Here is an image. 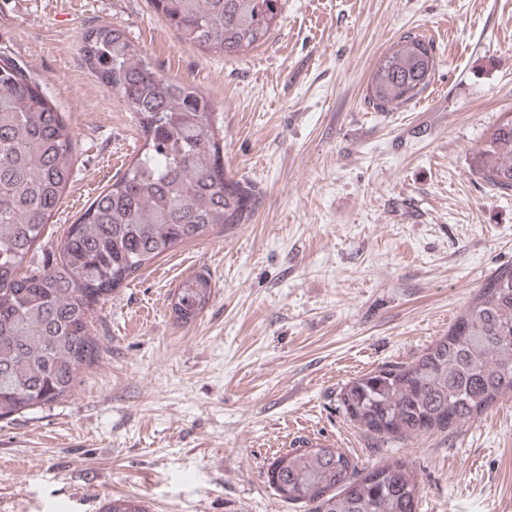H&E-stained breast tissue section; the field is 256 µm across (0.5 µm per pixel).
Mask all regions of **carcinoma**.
<instances>
[{
  "label": "carcinoma",
  "mask_w": 512,
  "mask_h": 512,
  "mask_svg": "<svg viewBox=\"0 0 512 512\" xmlns=\"http://www.w3.org/2000/svg\"><path fill=\"white\" fill-rule=\"evenodd\" d=\"M280 0H151L183 43L238 56L267 42ZM86 66L136 114L144 144L60 242L52 264L29 260L73 179L74 139L30 73L0 59V419L65 398L97 361L96 305L173 247L253 217V187L224 168V119L206 94L158 73L118 26L81 40ZM436 65L432 41L405 33L375 65L366 99L387 112L413 101ZM475 170L512 191V113L485 136ZM203 275L171 296L187 324L208 305ZM512 398V267L486 278L448 333L409 363L378 367L342 387L349 421L383 440L446 432ZM268 481L309 512H418L420 484L401 459L359 467L330 445L274 458ZM102 512H147L136 497Z\"/></svg>",
  "instance_id": "cac0c4a2"
}]
</instances>
